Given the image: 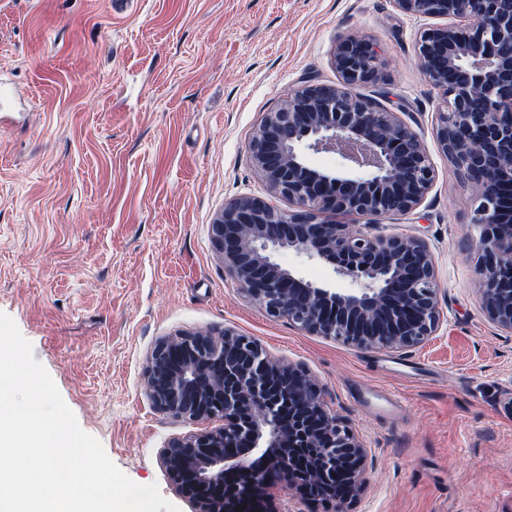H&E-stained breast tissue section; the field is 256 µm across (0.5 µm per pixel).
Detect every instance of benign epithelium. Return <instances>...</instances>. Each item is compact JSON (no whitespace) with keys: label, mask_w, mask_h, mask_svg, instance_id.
I'll use <instances>...</instances> for the list:
<instances>
[{"label":"benign epithelium","mask_w":512,"mask_h":512,"mask_svg":"<svg viewBox=\"0 0 512 512\" xmlns=\"http://www.w3.org/2000/svg\"><path fill=\"white\" fill-rule=\"evenodd\" d=\"M403 14L441 23L415 44L440 93L435 138L472 191L466 234L477 252L481 306L512 332V0H393ZM335 85L306 84L265 113L248 143L268 196H239L210 225L213 245L239 290L274 319L356 349L407 350L436 334L440 288L433 253L414 236L374 233L380 221L415 212L436 173L425 142L396 112L355 88L379 82L382 62L363 35L340 37ZM310 151L352 163L309 166ZM284 199L292 209L284 210ZM326 213L366 219L353 228ZM333 265L356 287L319 286L277 260L282 250ZM158 411L221 422L160 451L195 512H287L281 483L298 502L353 501L367 483L368 451L331 414L308 370L272 359L255 339L225 329L161 338L144 371Z\"/></svg>","instance_id":"1"}]
</instances>
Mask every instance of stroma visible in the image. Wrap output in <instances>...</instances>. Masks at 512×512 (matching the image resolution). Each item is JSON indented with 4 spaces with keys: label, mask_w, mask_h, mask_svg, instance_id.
Instances as JSON below:
<instances>
[{
    "label": "stroma",
    "mask_w": 512,
    "mask_h": 512,
    "mask_svg": "<svg viewBox=\"0 0 512 512\" xmlns=\"http://www.w3.org/2000/svg\"><path fill=\"white\" fill-rule=\"evenodd\" d=\"M424 20L393 0H0V80L27 99L0 127V312L30 341L80 427L132 481L194 512L161 463L197 422L154 410L144 368L178 332L233 329L304 365L368 450L347 512H512V333L479 298L470 188L435 137L438 93L414 51ZM372 40L383 79L361 95L399 113L436 180L382 220L432 249L443 323L406 350H356L269 318L239 290L210 226L266 195L248 141L304 81L333 85L336 39ZM318 285L330 264L280 251Z\"/></svg>",
    "instance_id": "35a3bbf8"
}]
</instances>
